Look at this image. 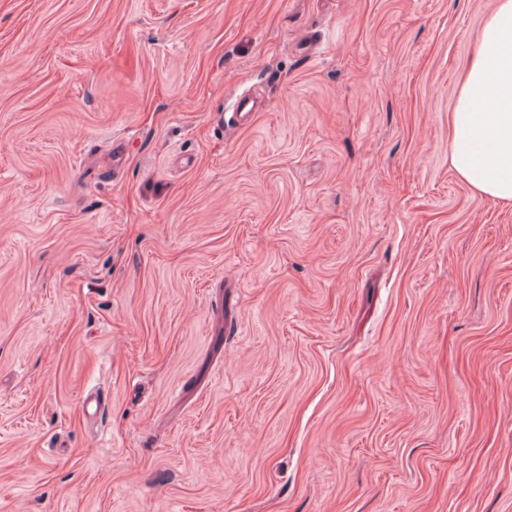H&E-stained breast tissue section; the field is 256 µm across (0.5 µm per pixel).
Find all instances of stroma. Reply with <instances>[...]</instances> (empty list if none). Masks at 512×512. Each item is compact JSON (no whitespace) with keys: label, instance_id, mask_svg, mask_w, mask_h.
Here are the masks:
<instances>
[{"label":"stroma","instance_id":"stroma-1","mask_svg":"<svg viewBox=\"0 0 512 512\" xmlns=\"http://www.w3.org/2000/svg\"><path fill=\"white\" fill-rule=\"evenodd\" d=\"M494 5L0 0V512H512ZM448 159L485 198L512 206V0L485 18L450 114Z\"/></svg>","mask_w":512,"mask_h":512}]
</instances>
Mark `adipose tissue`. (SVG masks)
I'll return each mask as SVG.
<instances>
[{
    "mask_svg": "<svg viewBox=\"0 0 512 512\" xmlns=\"http://www.w3.org/2000/svg\"><path fill=\"white\" fill-rule=\"evenodd\" d=\"M448 159L485 198L512 206V0L485 18L450 114Z\"/></svg>",
    "mask_w": 512,
    "mask_h": 512,
    "instance_id": "obj_1",
    "label": "adipose tissue"
}]
</instances>
